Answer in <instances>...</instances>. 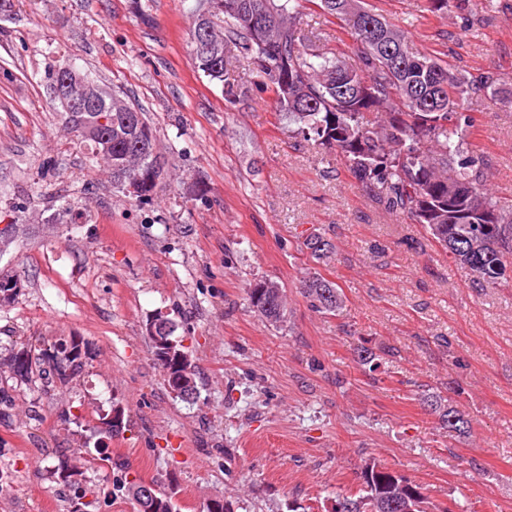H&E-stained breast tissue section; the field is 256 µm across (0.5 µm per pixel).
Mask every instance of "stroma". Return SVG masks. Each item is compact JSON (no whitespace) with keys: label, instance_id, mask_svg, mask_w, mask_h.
Returning <instances> with one entry per match:
<instances>
[{"label":"stroma","instance_id":"stroma-1","mask_svg":"<svg viewBox=\"0 0 512 512\" xmlns=\"http://www.w3.org/2000/svg\"><path fill=\"white\" fill-rule=\"evenodd\" d=\"M0 0V275L21 293L0 305V358L57 339L87 342L67 385L16 384L0 423V505L6 512H68L75 488L92 512H133L121 476L174 484L178 512H206L232 496L238 512H328L359 485L373 456L421 485L430 501L467 512H512V277L491 288L455 264L419 224L387 213L335 153L294 138L271 92L224 107L199 77L188 34L195 0ZM413 50L512 88V0H365ZM300 27L346 60L349 29L316 6ZM68 57L108 91L141 106L169 160L150 202L112 184L62 126L46 85ZM466 107L465 146L487 190L512 202V102L488 93ZM206 187L194 195L196 183ZM320 229L336 246L315 262L303 246ZM318 272L342 290V315L314 312L300 281ZM278 281L287 320L273 329L251 311L250 283ZM174 319L198 370L183 399L158 366L145 325ZM390 349L371 379L361 343ZM472 434L451 437L420 393L447 395ZM128 424L108 442L125 470L91 468L86 429L112 407Z\"/></svg>","mask_w":512,"mask_h":512}]
</instances>
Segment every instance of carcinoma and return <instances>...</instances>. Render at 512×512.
I'll return each instance as SVG.
<instances>
[{
    "label": "carcinoma",
    "mask_w": 512,
    "mask_h": 512,
    "mask_svg": "<svg viewBox=\"0 0 512 512\" xmlns=\"http://www.w3.org/2000/svg\"><path fill=\"white\" fill-rule=\"evenodd\" d=\"M224 18L222 71L207 77L222 86L224 105L232 110L248 101L249 87L233 75V61L253 60L259 85L273 94L276 110L296 134L333 150L353 177L387 212L422 225L448 256L476 280L495 285L512 268V203L488 193L476 168L477 160L463 147V131L472 123L465 112L476 91L512 100L484 77H473L413 51L403 32L365 7L363 0H212ZM344 22L354 39L356 65L316 44L302 33L299 19L305 4ZM263 16L265 30L252 24V13ZM378 26L381 40L372 39L368 23ZM140 129L123 137L112 134V165L135 154L148 167L157 153L156 135L145 113L135 106ZM304 247L320 262L334 244L320 231L309 233ZM310 307L336 316L343 298L336 283L314 272L302 280ZM250 308L270 326L285 322L286 300L272 279L258 280L247 290ZM53 349L65 355L62 368L43 369L39 379L65 385L82 373V342L61 338ZM365 345L355 362L370 373L383 365L382 354ZM22 383L35 374L31 351L22 348L9 362ZM438 416L442 428L458 436L471 433V420L450 397L420 396ZM365 478L358 490L336 494L340 512H453L433 504L421 486L375 458L361 465ZM142 479L124 482L137 512H177V487L159 486L156 497L142 504L135 488Z\"/></svg>",
    "instance_id": "1"
}]
</instances>
